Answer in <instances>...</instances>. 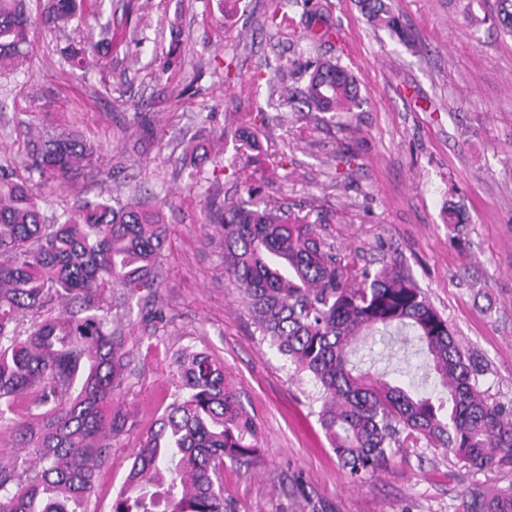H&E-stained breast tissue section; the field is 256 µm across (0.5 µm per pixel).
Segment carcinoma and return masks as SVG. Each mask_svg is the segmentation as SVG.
<instances>
[{
  "label": "carcinoma",
  "mask_w": 512,
  "mask_h": 512,
  "mask_svg": "<svg viewBox=\"0 0 512 512\" xmlns=\"http://www.w3.org/2000/svg\"><path fill=\"white\" fill-rule=\"evenodd\" d=\"M38 20L80 23L84 0H44ZM498 21L512 35V0H499ZM34 24L24 0H0V76L27 62ZM305 29L313 40L333 36L320 3L306 12ZM111 48L107 37L71 45L65 58L82 68ZM297 95L319 112L360 106L355 77L329 61L315 62ZM209 139L202 130L188 140L195 171ZM99 154L62 131L33 139L28 177L0 165V427L29 449L0 467V512H88L112 441L136 427L124 410L133 349L112 295L142 301L141 342L166 319L157 296L163 228L152 200L78 197L46 223L45 189L69 186ZM324 223L242 199L221 214L223 261L261 335L319 385L318 421L342 466L362 479L424 440L471 469H511L512 409L480 390L447 321L404 271L351 267L323 238ZM394 329L415 333L440 396L351 364L359 337ZM174 363L177 392L140 433L112 512H226L224 465L248 469L257 459L254 420L224 364L188 348ZM459 500L457 512H512V484L476 482Z\"/></svg>",
  "instance_id": "carcinoma-1"
}]
</instances>
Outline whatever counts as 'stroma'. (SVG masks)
I'll list each match as a JSON object with an SVG mask.
<instances>
[{"mask_svg": "<svg viewBox=\"0 0 512 512\" xmlns=\"http://www.w3.org/2000/svg\"><path fill=\"white\" fill-rule=\"evenodd\" d=\"M385 4L409 39L372 23L358 0H327L336 30L327 42L307 38L305 0H86L85 24L37 28L25 68L0 78V162L19 176L29 139L44 131L103 147L101 172L48 190L45 215L79 192L167 197L159 293L169 319L157 344L134 349L126 409L149 426L175 391L182 347L223 362L261 450L258 466L224 471L234 512H456L470 483L512 484L510 472L471 469L426 446L353 479L319 424L317 384L262 341L224 272L220 211L245 187L262 206L320 211L323 237L346 260L412 276L481 367L480 389L512 404V36L498 25L497 0ZM104 22L110 55L71 71L62 48L97 37ZM318 58L355 76L358 111L311 112L285 98ZM142 110L155 122L143 141ZM258 110L265 133L251 149L236 131ZM201 126L223 136L195 176L183 137ZM351 359L425 374L408 331L387 346L362 340ZM135 441L132 432L114 441L89 512H111Z\"/></svg>", "mask_w": 512, "mask_h": 512, "instance_id": "obj_1", "label": "stroma"}]
</instances>
